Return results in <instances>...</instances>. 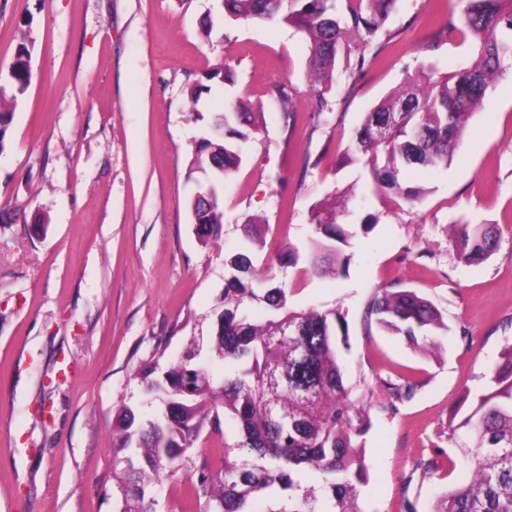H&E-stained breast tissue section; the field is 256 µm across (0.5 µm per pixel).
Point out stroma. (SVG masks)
Returning <instances> with one entry per match:
<instances>
[{
	"label": "stroma",
	"instance_id": "35a3bbf8",
	"mask_svg": "<svg viewBox=\"0 0 512 512\" xmlns=\"http://www.w3.org/2000/svg\"><path fill=\"white\" fill-rule=\"evenodd\" d=\"M457 16L456 0H397L392 43L362 71L337 69L334 110L317 125L308 42L283 20L228 22L219 0H0V73L25 36L34 73L0 154V211L12 215L0 223V512H116L115 411L141 405L135 374L154 355L171 360L211 336L224 258L251 218L267 224L268 249L287 241L300 254L277 271L290 306L346 319V383L370 403L362 512H434L467 479L460 423L512 343V81L484 98L415 203L369 193L361 166L339 163L406 72L468 63L447 28ZM225 65L234 84L212 83L199 109L246 97L262 103L265 124L239 170L215 183L224 232L204 246L188 210L205 178L187 168L201 125L186 91ZM350 185L348 271L315 275L311 208ZM457 224L495 225L497 249L465 263ZM383 286L435 304L448 325L438 348L365 326ZM406 378L418 384L408 399L382 385Z\"/></svg>",
	"mask_w": 512,
	"mask_h": 512
}]
</instances>
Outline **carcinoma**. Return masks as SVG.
I'll return each mask as SVG.
<instances>
[{
	"instance_id": "obj_1",
	"label": "carcinoma",
	"mask_w": 512,
	"mask_h": 512,
	"mask_svg": "<svg viewBox=\"0 0 512 512\" xmlns=\"http://www.w3.org/2000/svg\"><path fill=\"white\" fill-rule=\"evenodd\" d=\"M397 0H222L224 17L237 20L282 19L309 43L311 80L329 86L336 67L362 71L391 42L384 28ZM461 39L471 42L470 62L433 79L420 66L406 73L415 92L398 89L365 113L342 159L363 162L378 194L407 201L422 189L399 181L404 168L448 166L466 124L500 76L512 68V0H459ZM28 42L19 49L0 81V155L14 112L32 78ZM209 86L188 88L194 120L201 123L190 169L220 182L243 163L241 144L263 127V113L242 99L224 112L195 109ZM203 245L221 238L224 210L217 197L189 203ZM347 200L331 194L312 210L311 268L318 275H343L350 258L337 244L349 233L339 218ZM243 246L224 260V295L217 314L209 359L233 372L214 380L198 345L175 361H154L138 375L142 395L154 415L143 417L123 404L115 415L114 478L116 512H157V486L179 479L191 486L196 512H252L248 504L275 486L285 498L265 512H361L358 486L367 480L364 445L370 427L366 408L349 398L342 355L350 349L344 316L336 309L288 307V289L273 285L275 269L297 261L289 244L281 245L262 266L254 265L265 247L264 225H241ZM460 257L479 264L498 246L495 226L457 225L453 230ZM367 320L413 344L435 343L448 330L441 312L407 288H378L367 307ZM464 425L473 437L462 444L473 462L470 478L440 499L436 512H512V344L505 347ZM235 426L239 440L224 445V468L192 474L187 452L201 438ZM315 474L327 494L320 503L308 484Z\"/></svg>"
}]
</instances>
